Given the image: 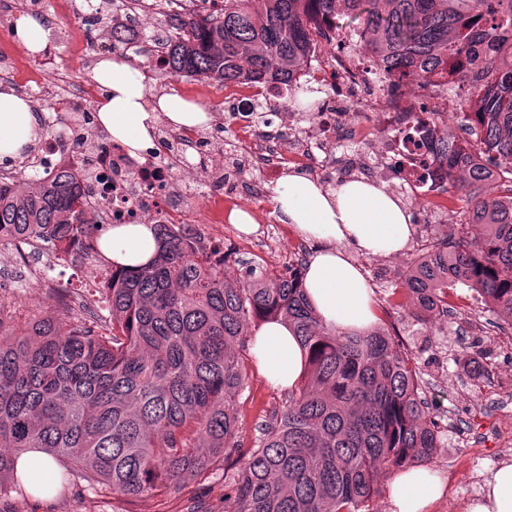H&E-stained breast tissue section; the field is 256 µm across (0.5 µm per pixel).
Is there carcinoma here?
I'll use <instances>...</instances> for the list:
<instances>
[{
  "instance_id": "carcinoma-1",
  "label": "carcinoma",
  "mask_w": 512,
  "mask_h": 512,
  "mask_svg": "<svg viewBox=\"0 0 512 512\" xmlns=\"http://www.w3.org/2000/svg\"><path fill=\"white\" fill-rule=\"evenodd\" d=\"M222 2L179 19L164 74L273 81L292 93L314 41L310 17H345L385 85L413 79L428 89L452 77L467 87L469 111L452 118L473 138L461 144L444 130L441 140L448 185L467 192L469 221L412 262L404 294L412 315L435 325L448 312V287L462 283L512 329V0ZM493 180L496 194L481 193ZM153 228L161 249L147 265L109 270L105 318H81L87 304L66 295L55 313L19 329L0 316V487L22 485L17 462L30 449L128 503L179 491L232 459L224 512H363L383 479L441 450L417 367L388 331L324 326L298 266L232 280L224 250L203 253L199 236L179 225ZM103 229L70 171L0 184V241L100 254ZM272 320L293 330L306 363L245 449L241 351L251 325Z\"/></svg>"
}]
</instances>
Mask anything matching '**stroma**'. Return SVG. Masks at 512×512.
<instances>
[{
	"label": "stroma",
	"mask_w": 512,
	"mask_h": 512,
	"mask_svg": "<svg viewBox=\"0 0 512 512\" xmlns=\"http://www.w3.org/2000/svg\"><path fill=\"white\" fill-rule=\"evenodd\" d=\"M63 0H42L41 10L52 24L48 43L54 69L92 75L95 57L86 47L85 33L62 7ZM150 95H172L205 105L214 115L211 125L201 128L211 138L235 133L234 123L225 121V109L209 93L208 81L195 77L154 75L147 83ZM274 182H267L263 196L248 199L246 209L259 224L256 244L243 249L225 242L230 255L227 268L231 276L243 277L251 267L271 272L284 271L295 248L312 253L314 243L305 241L292 225L277 219ZM444 205L441 222L429 220V206H410L413 233L403 252L396 256L355 254L373 292L380 325L387 328L414 357L422 379L423 397L428 412L442 428L445 446L428 468L443 479L445 494L432 512H466L470 501L480 494L489 471L500 463H512V330L494 326L487 304L477 301L467 286L448 292L450 314L441 327L417 324L409 311L398 307L393 288L401 283L408 261L420 256V230L429 238H446L456 233L467 217L463 192L451 189L438 199ZM106 268L93 252L69 253L55 259L50 275L55 288H32L24 280L0 284V317L10 324L23 323L31 314L53 310L57 289L71 295L94 288ZM287 391L273 388L250 368L246 389L237 401L242 424L241 443L251 447L261 424L281 408ZM228 488L223 471L188 483L168 496L148 495L138 499L135 512H187L191 498L202 500L207 512H224ZM119 497L106 486L70 474L66 488L53 498L40 501L28 492L0 488V512H124Z\"/></svg>",
	"instance_id": "35a3bbf8"
}]
</instances>
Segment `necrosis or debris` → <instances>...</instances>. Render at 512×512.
I'll return each instance as SVG.
<instances>
[{
    "mask_svg": "<svg viewBox=\"0 0 512 512\" xmlns=\"http://www.w3.org/2000/svg\"><path fill=\"white\" fill-rule=\"evenodd\" d=\"M199 2L169 0L164 5L160 0H98L85 9L72 7L71 13L86 29L111 19L116 28L131 34L125 51L145 57L158 70L167 57L171 35L170 26L157 22L159 11L175 17ZM311 56L322 84L337 88L338 94L292 126L271 117L281 107L273 84L220 86L224 105L235 113L241 130L239 137L227 140L223 164L213 163L216 149L198 132L170 128L158 136L156 150L139 157L131 156L120 143H107L101 132L80 146L63 137H50L38 146L28 166L45 175L77 172L101 223L194 224L198 218L184 198L187 188L202 187L209 196L243 197L262 191L260 184L246 177L253 169L271 179L281 177L292 161L314 172L325 171L327 142L334 140L337 127L356 130L354 109L362 104L377 110L378 122L369 147L348 157L350 171L371 181L394 182L395 192L414 204L438 192L445 183V167L438 162L437 145L447 113L412 109L418 88L407 80L394 82L386 97L362 98L360 90L371 70L335 43L313 47ZM52 85L63 105L61 120L89 124L94 83L56 72Z\"/></svg>",
    "mask_w": 512,
    "mask_h": 512,
    "instance_id": "4bbe7bcc",
    "label": "necrosis or debris"
}]
</instances>
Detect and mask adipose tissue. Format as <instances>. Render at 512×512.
<instances>
[{"mask_svg":"<svg viewBox=\"0 0 512 512\" xmlns=\"http://www.w3.org/2000/svg\"><path fill=\"white\" fill-rule=\"evenodd\" d=\"M94 78L102 95L96 105L101 126L130 151L146 149L159 117L173 126H204L212 115L204 107L164 95L156 106L146 102L140 70L122 57L98 60ZM41 113L12 89H0V163L17 159L40 139ZM278 219L290 224L317 248L305 270V295L324 325L339 332H360L377 319L372 291L360 267L347 254L354 247L365 255L402 252L411 233V215L385 186L348 180L323 188L307 176L290 173L275 189ZM117 267L148 263L157 250L152 225L119 224L100 238ZM252 353L264 379L276 388H292L305 364V353L293 331L279 321L264 323L251 339ZM444 492L438 475L416 467L403 469L391 482V512H430ZM467 512H512V463L491 472Z\"/></svg>","mask_w":512,"mask_h":512,"instance_id":"ef3b65f1","label":"adipose tissue"}]
</instances>
